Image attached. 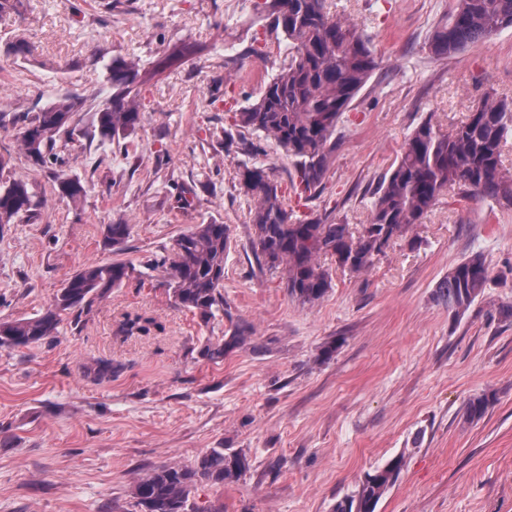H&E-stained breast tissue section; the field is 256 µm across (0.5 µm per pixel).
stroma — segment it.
Segmentation results:
<instances>
[{"instance_id":"35a3bbf8","label":"stroma","mask_w":512,"mask_h":512,"mask_svg":"<svg viewBox=\"0 0 512 512\" xmlns=\"http://www.w3.org/2000/svg\"><path fill=\"white\" fill-rule=\"evenodd\" d=\"M255 3L20 0L0 17V155L38 201L36 219L0 228V321L41 312L86 264L133 269L54 338L0 347V512H127L137 479L212 448L243 453L249 467L198 485V512H332L365 472L398 456L399 479L376 512H512V322L499 314L512 303V208L446 193L367 272L324 258L332 287L311 306L260 268L253 202L238 184L244 165L261 166L294 217L367 223L378 177L417 125L432 115L447 131L485 95L512 98V27L437 60L428 38L453 0H335L380 66L338 125L325 190L304 202L273 140L259 154L224 150L234 110L258 98L284 58ZM18 34L29 54L7 55ZM185 43L192 53L143 86L141 125L122 144L90 139V113L75 114L65 169L85 194L60 197L50 169L21 150L24 117L60 95L105 100V62H151ZM119 220L130 235L116 250L105 227ZM210 222L229 226L230 239L224 310L205 322L175 304L151 262ZM476 252L491 280L451 319L436 287ZM126 313L158 326L123 338ZM238 322L250 328L247 345L219 363L200 357ZM100 359L121 364L112 381L90 376ZM481 394L492 404L469 419Z\"/></svg>"}]
</instances>
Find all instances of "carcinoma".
Here are the masks:
<instances>
[{
    "label": "carcinoma",
    "instance_id": "1",
    "mask_svg": "<svg viewBox=\"0 0 512 512\" xmlns=\"http://www.w3.org/2000/svg\"><path fill=\"white\" fill-rule=\"evenodd\" d=\"M257 10L268 26L287 41L278 71L265 84L259 98L234 112L235 130H224V149L247 131L273 139L294 160L290 182L310 199L326 187L330 161L336 149L339 120L379 67L362 28L349 18L331 12L328 0H263ZM512 26V0H454L446 19L428 39L432 56L445 57L475 47ZM190 52L176 47L165 58L146 66L136 58H114L106 65L111 93L93 112L91 135L102 142L124 140L142 120V86ZM85 98L50 101L22 128L20 142L25 157L46 167L61 161L63 136L72 135L70 121L83 111ZM512 136V101L488 95L450 133L433 118L422 121L405 139L397 160L379 177L372 192L368 223L358 230L328 217L297 219L283 205L281 184L266 169L244 167L240 189L254 207L250 220L255 229L256 258L260 267L279 270L288 295L299 303L321 301L332 288L330 268L320 263L329 256L336 266L353 273L370 269L391 242L405 236L452 187L464 195L489 198L512 206V173L504 169L507 140ZM9 160L0 156V225L30 218L36 199L23 179H4ZM59 195L76 201L85 188L77 176L59 172L54 177ZM130 225L120 221L106 227V239L121 246ZM229 229L224 224H197L173 239L154 266L168 276V287L181 307L209 320L224 304V254ZM130 279L123 261L85 265L67 280L54 301L31 318L0 322V347H25L57 336L63 318L105 297ZM490 269L484 256L474 253L448 271L437 286V297L457 318L484 294ZM153 319L127 314L119 331L129 337L147 335ZM249 331L236 326L216 342H207L201 356L222 362L231 351L246 345ZM120 366L108 359L97 361L93 378L112 379ZM491 399L471 398L467 415H485ZM248 462L240 452L211 448L191 466H159L132 490L134 512H195L190 496L200 483L222 486L240 477ZM401 458L390 460L364 474L351 496L336 501L333 512H375L380 499L399 478Z\"/></svg>",
    "mask_w": 512,
    "mask_h": 512
}]
</instances>
